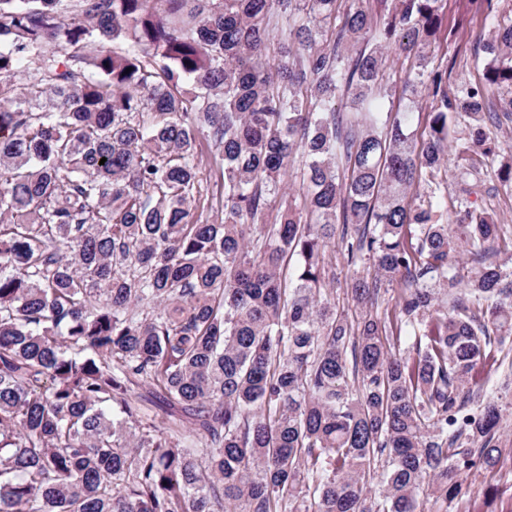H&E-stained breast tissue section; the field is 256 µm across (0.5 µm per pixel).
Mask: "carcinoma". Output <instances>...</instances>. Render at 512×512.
<instances>
[{"mask_svg": "<svg viewBox=\"0 0 512 512\" xmlns=\"http://www.w3.org/2000/svg\"><path fill=\"white\" fill-rule=\"evenodd\" d=\"M456 2L0 0V512H418L512 454V225L470 199L512 191V17ZM476 24L471 83L435 52ZM387 73L390 74V83L392 86V96L390 98V109L392 112H399L405 108L407 105V100L402 93V80L404 78V73L401 70V65L392 64L387 68ZM199 167L203 179L204 197L200 203H196L192 210L194 219L209 218L213 220L221 216V208L224 198V179L222 161L218 152L210 142L201 141L199 146ZM494 394L498 398L499 405L503 413V428L501 430V440L507 445L506 448H512V390L511 386L502 389H494ZM511 446V447H510Z\"/></svg>", "mask_w": 512, "mask_h": 512, "instance_id": "cac0c4a2", "label": "carcinoma"}]
</instances>
